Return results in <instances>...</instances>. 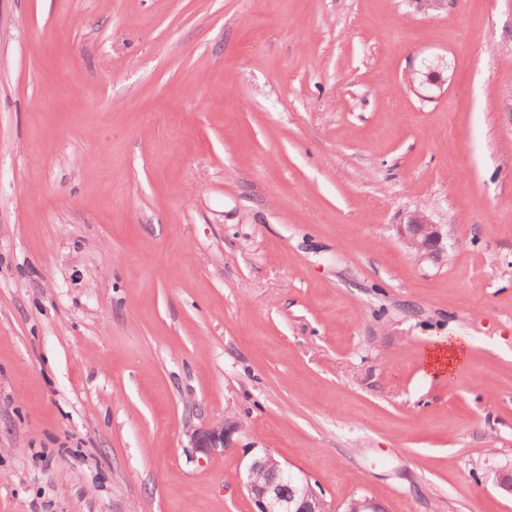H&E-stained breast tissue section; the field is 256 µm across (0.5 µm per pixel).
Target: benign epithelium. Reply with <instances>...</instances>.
Returning <instances> with one entry per match:
<instances>
[{
    "label": "benign epithelium",
    "mask_w": 512,
    "mask_h": 512,
    "mask_svg": "<svg viewBox=\"0 0 512 512\" xmlns=\"http://www.w3.org/2000/svg\"><path fill=\"white\" fill-rule=\"evenodd\" d=\"M403 242L416 251L429 250L442 240L439 225L423 212L412 214L408 223L400 225ZM237 429L234 422L196 430L192 435L193 448L207 455L214 448L228 446ZM244 486L258 512H331L322 495L310 484L303 472L286 468L274 455L266 452L253 457L246 465ZM344 512H385L368 497L351 499Z\"/></svg>",
    "instance_id": "1"
}]
</instances>
